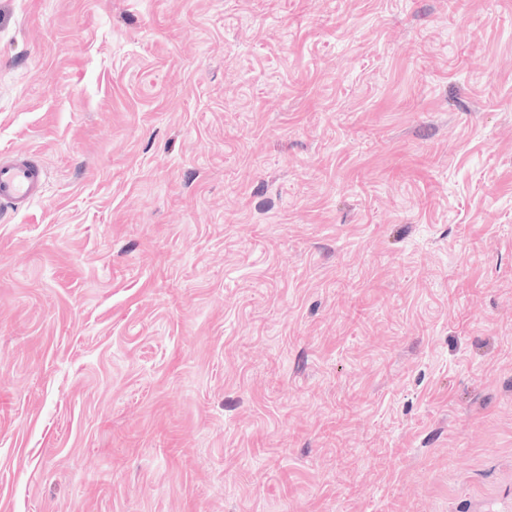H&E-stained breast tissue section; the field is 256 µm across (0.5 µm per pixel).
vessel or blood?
I'll return each instance as SVG.
<instances>
[{"label": "vessel or blood", "mask_w": 512, "mask_h": 512, "mask_svg": "<svg viewBox=\"0 0 512 512\" xmlns=\"http://www.w3.org/2000/svg\"><path fill=\"white\" fill-rule=\"evenodd\" d=\"M47 191V172L24 154L0 155V212L19 213L41 200Z\"/></svg>", "instance_id": "1"}]
</instances>
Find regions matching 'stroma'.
<instances>
[{
  "label": "stroma",
  "instance_id": "1",
  "mask_svg": "<svg viewBox=\"0 0 512 512\" xmlns=\"http://www.w3.org/2000/svg\"><path fill=\"white\" fill-rule=\"evenodd\" d=\"M0 512H512V0H0ZM47 191L45 167L29 155H0V212L19 213Z\"/></svg>",
  "mask_w": 512,
  "mask_h": 512
}]
</instances>
